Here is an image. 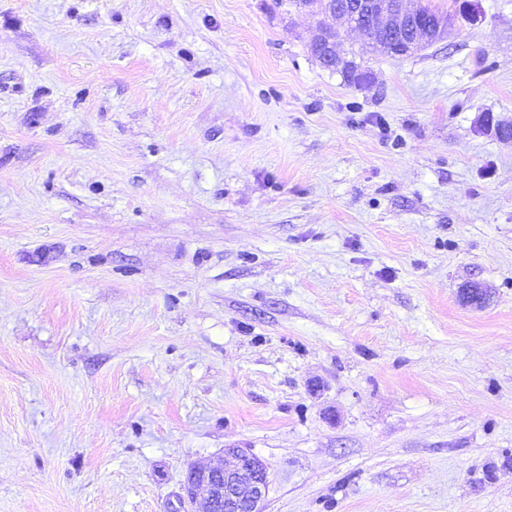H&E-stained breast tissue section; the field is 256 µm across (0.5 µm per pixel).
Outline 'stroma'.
<instances>
[{
    "mask_svg": "<svg viewBox=\"0 0 512 512\" xmlns=\"http://www.w3.org/2000/svg\"><path fill=\"white\" fill-rule=\"evenodd\" d=\"M418 2L355 86L273 0H0V512H512V0ZM217 464L196 463L186 472L181 496L183 503L200 499L202 512H264L270 479L266 466L250 453L228 448Z\"/></svg>",
    "mask_w": 512,
    "mask_h": 512,
    "instance_id": "stroma-1",
    "label": "stroma"
}]
</instances>
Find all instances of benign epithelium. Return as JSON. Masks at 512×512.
<instances>
[{
	"label": "benign epithelium",
	"instance_id": "7a95c632",
	"mask_svg": "<svg viewBox=\"0 0 512 512\" xmlns=\"http://www.w3.org/2000/svg\"><path fill=\"white\" fill-rule=\"evenodd\" d=\"M297 8L315 15L340 18L363 32L374 47H384L375 36L385 34L389 39H402L406 52L411 53L425 43L448 33L452 24L450 14H421L417 7L405 5V0H297ZM339 33L324 21L310 30L309 42L325 66L332 68L344 59L338 51ZM481 132L500 140L512 135V121L486 115L478 118ZM488 290L479 283L470 284L463 292L464 300L476 307L483 305ZM225 455L231 462L217 465L196 463L186 472L182 501L193 504L202 501L203 512H264L270 479L266 466L250 453L229 448Z\"/></svg>",
	"mask_w": 512,
	"mask_h": 512
}]
</instances>
